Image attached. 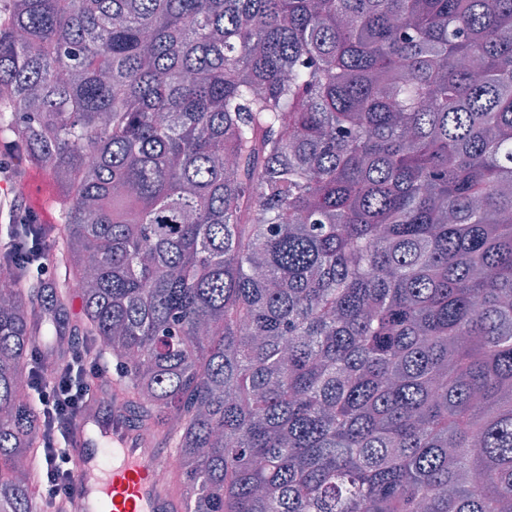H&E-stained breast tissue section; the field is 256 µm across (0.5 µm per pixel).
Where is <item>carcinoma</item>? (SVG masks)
<instances>
[{
	"instance_id": "obj_1",
	"label": "carcinoma",
	"mask_w": 512,
	"mask_h": 512,
	"mask_svg": "<svg viewBox=\"0 0 512 512\" xmlns=\"http://www.w3.org/2000/svg\"><path fill=\"white\" fill-rule=\"evenodd\" d=\"M0 140V512L76 297L187 512H512V0H0ZM10 163V170L7 175H0V185L4 184L5 189L1 190V195H16L19 198L21 203L20 208L16 198L5 197V200L0 199V209L2 219L6 222L5 225H1V233L3 230H6V233H10V231L17 224H37V217L39 218V222L42 225L51 226L52 224L58 223V210L51 205V198L47 201L42 202L40 205H36V198L29 195H17L14 191V186L21 181H24L28 177H31L34 174L41 173L40 168L31 167L26 170H16L14 169L10 159H8ZM42 174V173H41ZM28 190L33 191L36 194V197H46L49 193V186L47 182L41 176H33L29 178L27 183ZM7 199V200H6ZM22 210L26 212H22ZM31 211V212H29ZM33 212V213H32ZM37 215V217L35 216ZM0 233V239H1ZM37 244L38 243H35L34 237L31 238V241L24 237L20 238L14 251L11 254V262L17 267L25 268L29 274H31L35 269L37 275H32L33 277L36 278L38 276L37 278L45 283L51 282L56 278V269L54 271L52 268L46 276H43L49 270L50 265L45 261H42L37 265L34 264L33 256L37 250Z\"/></svg>"
}]
</instances>
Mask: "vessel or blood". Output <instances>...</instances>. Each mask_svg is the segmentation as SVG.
Returning a JSON list of instances; mask_svg holds the SVG:
<instances>
[{
    "label": "vessel or blood",
    "mask_w": 512,
    "mask_h": 512,
    "mask_svg": "<svg viewBox=\"0 0 512 512\" xmlns=\"http://www.w3.org/2000/svg\"><path fill=\"white\" fill-rule=\"evenodd\" d=\"M103 438L111 439V449L100 447ZM69 452L70 512H185L183 496L154 477L173 449L141 442L127 420L85 412L74 424Z\"/></svg>",
    "instance_id": "obj_1"
}]
</instances>
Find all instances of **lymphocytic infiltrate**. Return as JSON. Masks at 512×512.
<instances>
[{"label": "lymphocytic infiltrate", "instance_id": "lymphocytic-infiltrate-1", "mask_svg": "<svg viewBox=\"0 0 512 512\" xmlns=\"http://www.w3.org/2000/svg\"><path fill=\"white\" fill-rule=\"evenodd\" d=\"M48 350L36 353L38 369L28 381L44 418L38 506L41 512H65L66 496L72 488V466L66 451L71 425L85 409L94 379L102 371L88 350L73 347L65 360L52 363Z\"/></svg>", "mask_w": 512, "mask_h": 512}]
</instances>
